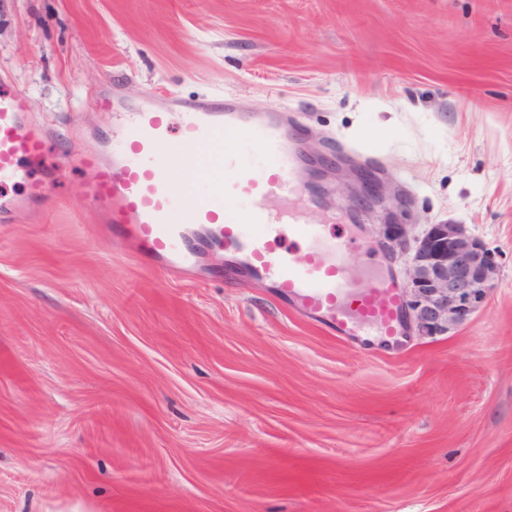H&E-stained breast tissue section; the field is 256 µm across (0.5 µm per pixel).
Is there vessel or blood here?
<instances>
[{"label":"vessel or blood","mask_w":512,"mask_h":512,"mask_svg":"<svg viewBox=\"0 0 512 512\" xmlns=\"http://www.w3.org/2000/svg\"><path fill=\"white\" fill-rule=\"evenodd\" d=\"M87 99L124 128L110 135L109 153L66 142L50 150L52 132L30 119L28 97L0 83V183H23L27 204L46 209L67 166L91 170L85 196L101 219L97 233L144 268L194 278L201 256L228 253L234 264L215 267L212 279L268 281L291 311L349 345L377 342L391 358L411 351L404 286L393 268L381 270L372 287H357L345 255L365 248L363 239L270 208L271 199L304 192L297 124L277 112L246 111L236 98L187 101L159 91L129 104L92 90ZM228 128L254 156L228 150L205 168L198 146L223 143Z\"/></svg>","instance_id":"1"}]
</instances>
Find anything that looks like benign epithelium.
I'll list each match as a JSON object with an SVG mask.
<instances>
[{
	"instance_id": "7a95c632",
	"label": "benign epithelium",
	"mask_w": 512,
	"mask_h": 512,
	"mask_svg": "<svg viewBox=\"0 0 512 512\" xmlns=\"http://www.w3.org/2000/svg\"><path fill=\"white\" fill-rule=\"evenodd\" d=\"M365 196H359V192ZM351 182L336 188L349 208L364 212L379 227L378 242L392 262H402L405 309L410 331L418 336L449 332L476 313L494 285L498 263L494 253L466 225L396 222L403 195L383 182L366 181L363 190Z\"/></svg>"
}]
</instances>
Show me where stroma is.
I'll return each mask as SVG.
<instances>
[{
    "label": "stroma",
    "mask_w": 512,
    "mask_h": 512,
    "mask_svg": "<svg viewBox=\"0 0 512 512\" xmlns=\"http://www.w3.org/2000/svg\"><path fill=\"white\" fill-rule=\"evenodd\" d=\"M114 74L358 149L496 285L391 360L268 282L139 268L72 169L60 209L0 223V512H512V0H0V82L63 139L105 136L86 94Z\"/></svg>",
    "instance_id": "obj_1"
}]
</instances>
